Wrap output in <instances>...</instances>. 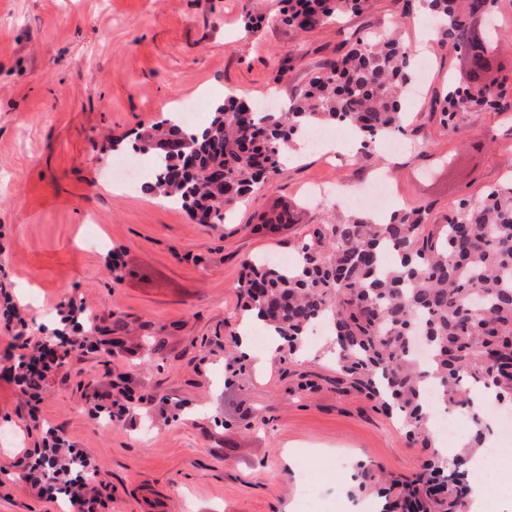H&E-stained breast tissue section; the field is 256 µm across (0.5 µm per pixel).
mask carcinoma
Instances as JSON below:
<instances>
[{"instance_id": "obj_1", "label": "carcinoma", "mask_w": 512, "mask_h": 512, "mask_svg": "<svg viewBox=\"0 0 512 512\" xmlns=\"http://www.w3.org/2000/svg\"><path fill=\"white\" fill-rule=\"evenodd\" d=\"M282 23L308 32L372 0H281ZM436 41L465 52L469 85L448 88L436 102L440 123L466 131L474 111L512 108V86L490 71L489 40L476 19L499 0H428ZM415 49L395 35L358 39L344 53L317 64L307 89L285 112H258L222 99L207 122L187 128L169 115L134 133L132 151L150 158L145 191L212 221L224 215L280 168L285 149L304 131L345 125L371 142L405 131L400 99L416 80ZM174 138L183 150L167 153ZM426 209L406 206L389 222L359 216L321 224L299 249L302 266L267 258L242 261L237 285L243 307L274 326L297 350L312 325L327 320L336 352V387L350 388L399 412L408 433L429 439L426 387L444 406L464 409L466 384L494 390V404L512 410V180L463 198L445 224L426 223ZM468 447L451 461L423 464L414 476L393 479L383 512H468L471 459L484 448L494 414L472 416Z\"/></svg>"}]
</instances>
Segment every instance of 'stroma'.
<instances>
[{
	"mask_svg": "<svg viewBox=\"0 0 512 512\" xmlns=\"http://www.w3.org/2000/svg\"><path fill=\"white\" fill-rule=\"evenodd\" d=\"M280 0H0V512H64L37 498L14 465L51 427L92 456L109 485L105 512H297L301 472L316 512H381L376 491L345 492L346 466L418 471L432 449L399 419L337 390L328 336L306 337L311 360L238 363L240 259L293 257L308 230L353 214L333 191L387 170L390 210L423 206L443 223L458 201L512 175V112L476 111L448 133L434 101L466 78L465 56L432 46L407 102L405 148L362 150L340 137L330 156L294 153L271 183L220 224L193 223L180 205L118 187L113 138L191 99L289 104L336 46L398 25L418 43V0H373L368 14L302 32L280 22ZM260 29L244 28L246 13ZM323 184L329 195L308 200ZM292 221L274 223L284 207ZM94 229L99 246L86 245ZM120 259L122 281L110 266ZM96 315L106 344L75 351L48 374L41 399L9 384L17 318L44 341L68 299ZM160 340L152 351L146 337ZM138 403L134 423L99 426L113 373ZM312 382L299 393V379ZM290 454L293 466L282 456Z\"/></svg>",
	"mask_w": 512,
	"mask_h": 512,
	"instance_id": "stroma-1",
	"label": "stroma"
}]
</instances>
